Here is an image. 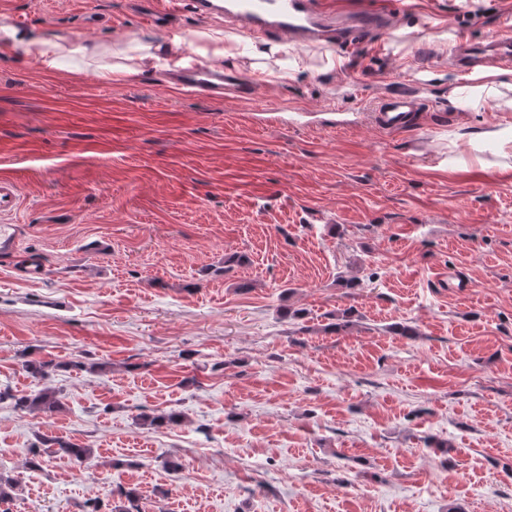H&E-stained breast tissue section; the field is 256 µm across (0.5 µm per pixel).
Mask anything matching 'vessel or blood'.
I'll list each match as a JSON object with an SVG mask.
<instances>
[{
    "mask_svg": "<svg viewBox=\"0 0 512 512\" xmlns=\"http://www.w3.org/2000/svg\"><path fill=\"white\" fill-rule=\"evenodd\" d=\"M133 7L156 27L179 12L200 19L221 17L234 29L252 36L274 38L298 45H327L348 48L388 33L391 16L359 8L344 13L329 12L319 0H132ZM512 65V26L503 25L482 46L467 40L458 43L457 62L469 71L484 61ZM179 82L186 92L202 97H221L235 103L253 102L257 86L232 68L216 64L193 65L184 70ZM421 108L420 102L401 91L379 99L373 119L391 132L409 129ZM19 199L12 179H0V257L14 262L19 274L28 278L44 276L45 267L34 254L19 251L24 227L11 224L7 215L17 209Z\"/></svg>",
    "mask_w": 512,
    "mask_h": 512,
    "instance_id": "obj_1",
    "label": "vessel or blood"
}]
</instances>
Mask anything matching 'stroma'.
Returning a JSON list of instances; mask_svg holds the SVG:
<instances>
[{
  "label": "stroma",
  "instance_id": "stroma-1",
  "mask_svg": "<svg viewBox=\"0 0 512 512\" xmlns=\"http://www.w3.org/2000/svg\"><path fill=\"white\" fill-rule=\"evenodd\" d=\"M1 7L105 44L164 36L124 0ZM508 20L512 0H411L340 67L288 43L281 83L237 59L251 107L161 67L115 85L0 51V177L46 268L0 260V512H112L128 490L140 512H512V157L467 143L512 127V91L455 110L443 41ZM398 90L430 104L410 131L323 124ZM44 388L54 412L16 408ZM44 436L92 456L29 469Z\"/></svg>",
  "mask_w": 512,
  "mask_h": 512
}]
</instances>
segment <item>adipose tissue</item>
<instances>
[{
    "label": "adipose tissue",
    "instance_id": "obj_1",
    "mask_svg": "<svg viewBox=\"0 0 512 512\" xmlns=\"http://www.w3.org/2000/svg\"><path fill=\"white\" fill-rule=\"evenodd\" d=\"M0 48L12 52L19 60L37 59L48 74L64 70L66 61L78 56L95 65L102 80L117 84L136 77L154 61L163 62L169 69L179 68L187 52L220 64L245 54L267 59L279 51L278 46L252 42L220 29L192 31L162 41L139 40L130 45L118 40L103 45L12 26L0 28ZM506 84L501 72L488 70L476 76L473 84L452 88L448 100L451 105L474 111L485 99L500 95Z\"/></svg>",
    "mask_w": 512,
    "mask_h": 512
}]
</instances>
